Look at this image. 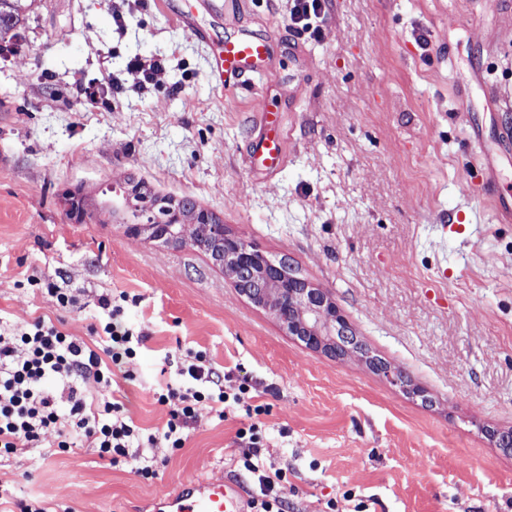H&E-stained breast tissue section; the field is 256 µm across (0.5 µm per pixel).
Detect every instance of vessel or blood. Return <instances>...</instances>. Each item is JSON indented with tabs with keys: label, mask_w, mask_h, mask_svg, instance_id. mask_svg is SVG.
Wrapping results in <instances>:
<instances>
[{
	"label": "vessel or blood",
	"mask_w": 512,
	"mask_h": 512,
	"mask_svg": "<svg viewBox=\"0 0 512 512\" xmlns=\"http://www.w3.org/2000/svg\"><path fill=\"white\" fill-rule=\"evenodd\" d=\"M161 8L171 13L181 26L209 49L210 80L225 96H235L251 87L255 77L268 66L270 45L267 39L250 34L225 37L213 33L210 26L200 24L199 10H206L211 19H219L223 12L221 0H160ZM285 131L273 111L264 114V132L253 151V159L260 166L271 169L282 160V142ZM167 512H240L234 490L221 481L192 479L166 499Z\"/></svg>",
	"instance_id": "b4317fda"
}]
</instances>
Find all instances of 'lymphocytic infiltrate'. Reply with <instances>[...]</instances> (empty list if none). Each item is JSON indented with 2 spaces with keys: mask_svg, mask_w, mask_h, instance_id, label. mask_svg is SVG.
<instances>
[{
  "mask_svg": "<svg viewBox=\"0 0 512 512\" xmlns=\"http://www.w3.org/2000/svg\"><path fill=\"white\" fill-rule=\"evenodd\" d=\"M327 15L328 0H290L288 25L314 37ZM97 306L106 315L98 327L105 342L99 351L41 318L22 327L0 326V458L41 447L50 431L60 451L86 444L112 465L126 459L130 449L148 447V438L125 418L118 400L93 403L86 393L92 382L111 387L117 368L123 379H132L129 364L144 340L142 332L123 322L124 309L113 303L111 295H99ZM178 374L179 381L165 384L155 394L157 403L168 409L163 436L171 451L184 448L200 407H209L222 419L230 402L243 406L250 419L237 430V438L248 448L258 447L262 435L254 418L266 413L267 407L248 403V385L239 384L233 393L225 391L223 376L207 366L200 351ZM244 466L259 485V495L251 500L255 512H282L286 474L267 472L262 463L249 459Z\"/></svg>",
  "mask_w": 512,
  "mask_h": 512,
  "instance_id": "obj_1",
  "label": "lymphocytic infiltrate"
}]
</instances>
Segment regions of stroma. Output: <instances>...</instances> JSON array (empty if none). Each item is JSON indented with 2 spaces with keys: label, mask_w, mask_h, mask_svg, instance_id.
<instances>
[{
  "label": "stroma",
  "mask_w": 512,
  "mask_h": 512,
  "mask_svg": "<svg viewBox=\"0 0 512 512\" xmlns=\"http://www.w3.org/2000/svg\"><path fill=\"white\" fill-rule=\"evenodd\" d=\"M506 0H329L318 37L288 27V0H223L218 33L272 37L269 72L229 99L206 46L157 0H22L23 38L0 63V322L44 317L89 338L98 295H127L145 336L124 414L164 426L153 398L165 358L205 351L261 415V459L286 473L288 512H512V454L483 427L512 428V11ZM161 60L139 87L125 65ZM97 83L111 109L85 105ZM269 105L287 131L280 167L252 151ZM484 143L497 170L487 187ZM191 198L235 237L285 258L326 289L357 336L399 367L411 398L357 359L285 335L209 256L126 235L119 220L73 222L108 187ZM35 275L76 292L63 312ZM225 420L200 411L184 448L157 443V479L94 449L31 448L0 460V512L39 497L73 512H155L183 481L255 486Z\"/></svg>",
  "instance_id": "stroma-1"
}]
</instances>
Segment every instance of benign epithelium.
<instances>
[{"label":"benign epithelium","instance_id":"benign-epithelium-1","mask_svg":"<svg viewBox=\"0 0 512 512\" xmlns=\"http://www.w3.org/2000/svg\"><path fill=\"white\" fill-rule=\"evenodd\" d=\"M112 193L102 215L121 216L128 235L207 252L242 296L267 310L286 335L307 349L334 357L342 337L348 343L343 357L358 358L405 394L423 395L399 370L362 347L329 292L304 278L288 261H273L256 245L232 236L205 209L197 207L189 213L170 200L151 202L142 198L136 185L118 186ZM65 199L70 218L83 222L82 196L68 192Z\"/></svg>","mask_w":512,"mask_h":512}]
</instances>
